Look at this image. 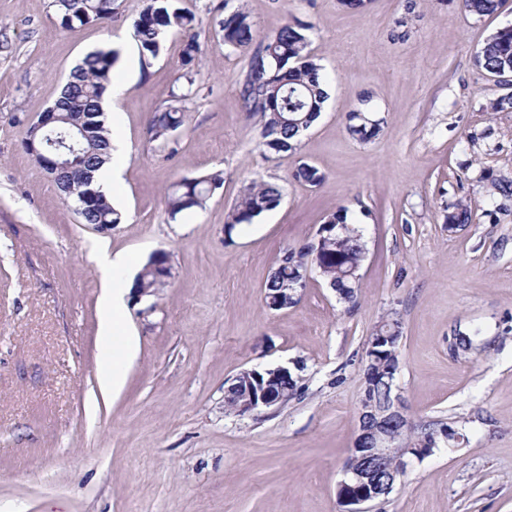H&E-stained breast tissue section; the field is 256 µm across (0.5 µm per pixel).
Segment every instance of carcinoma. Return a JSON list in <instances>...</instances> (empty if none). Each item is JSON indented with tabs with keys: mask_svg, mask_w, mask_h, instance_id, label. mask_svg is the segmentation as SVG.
I'll list each match as a JSON object with an SVG mask.
<instances>
[{
	"mask_svg": "<svg viewBox=\"0 0 512 512\" xmlns=\"http://www.w3.org/2000/svg\"><path fill=\"white\" fill-rule=\"evenodd\" d=\"M114 0H51V7L64 29L76 25H103L112 22ZM180 0H144L133 21V36L138 46L141 67L146 69L159 57L166 41L181 38V62L191 68L201 52L194 32L196 15L179 6ZM503 0H464L466 10L477 16L496 13ZM218 35L224 45L243 52H251L247 69L240 83V99L246 112L261 117L262 144L278 156L296 152L303 131L319 116L326 99L320 88V66L311 56L309 39L300 24L287 22L275 32L254 45L257 31L249 13L240 0H223L214 7ZM119 50L100 48L89 52L69 73L60 95L50 106L58 114V131L71 132L77 140L76 153L66 160L72 165L69 175L56 176L51 168V154L44 146L45 133L29 125L22 146L35 163L53 180L64 202L72 207L81 221L94 227L100 224L117 225L123 213L112 203V198L95 182V172L106 161L112 147L111 131L102 110V98L112 84V74ZM476 64L494 78L512 76V26L494 33L476 55ZM186 92L174 96L173 102L153 114L148 125L150 140L168 148L173 157L179 152V138L175 133L184 124V112L178 103L192 95L193 79L185 72ZM350 126L360 140L368 141L379 132L375 124L367 125L359 113L353 112ZM292 177L295 181L316 186L323 174L308 163L298 164ZM223 184L220 172L193 179H181L172 185L167 195L171 217L194 209H205L207 201ZM282 199V188L277 183L254 181L241 201L225 216L227 237L239 227L253 222L266 211L276 208ZM327 223L341 225L339 229H323L314 241L298 249L284 252L271 272L264 291V302H276L284 296L288 280L310 262L317 261L325 269L324 283L347 303L356 300L359 282L349 277V270L363 261V241L359 230L347 223V212L339 209ZM169 255L160 251L143 266L135 279V287L145 288L149 294L164 287L171 277ZM395 347L384 342L374 346L376 359L366 364V381L362 403L374 408L383 407L392 394L385 377L378 379L372 373L380 372L398 363L392 355ZM249 384H227L224 407L238 412L241 404L252 394V388L267 379ZM299 379L293 373L271 384L272 390L286 403L298 392ZM398 434L414 448L422 441L423 428L404 424Z\"/></svg>",
	"mask_w": 512,
	"mask_h": 512,
	"instance_id": "carcinoma-1",
	"label": "carcinoma"
}]
</instances>
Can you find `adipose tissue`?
Listing matches in <instances>:
<instances>
[{"label": "adipose tissue", "mask_w": 512, "mask_h": 512, "mask_svg": "<svg viewBox=\"0 0 512 512\" xmlns=\"http://www.w3.org/2000/svg\"><path fill=\"white\" fill-rule=\"evenodd\" d=\"M93 252L107 284L100 298L101 332L106 340L101 353V384L117 393L124 386L127 364L138 348V339L126 323V298L132 295L134 282L127 277V262L122 254L109 253L102 245L94 246Z\"/></svg>", "instance_id": "adipose-tissue-1"}]
</instances>
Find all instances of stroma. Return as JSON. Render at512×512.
I'll return each mask as SVG.
<instances>
[{
  "label": "stroma",
  "instance_id": "obj_1",
  "mask_svg": "<svg viewBox=\"0 0 512 512\" xmlns=\"http://www.w3.org/2000/svg\"><path fill=\"white\" fill-rule=\"evenodd\" d=\"M218 0L195 13L198 89L176 156L148 121L180 92V43L149 68L115 65L127 89L112 129L126 150L125 221L81 223L20 146L90 51L132 39L142 0H116L110 26L61 28L50 0H0V512H347L338 497L358 433L366 342L389 312L403 337L396 385L408 418L462 425L460 447L411 461L371 512H512V109L475 54L512 25L463 0H246L259 35L305 27L331 95L296 153L265 151L243 112L246 55L214 32ZM360 111L381 130L348 131ZM323 181L296 182L297 162ZM222 172L206 209L170 217L181 178ZM283 186L279 206L224 240L252 181ZM467 204L472 221L449 230ZM346 209L366 257L355 303L312 277L295 304L263 303L285 250ZM98 242L138 274L166 252L172 276L131 300L139 337L119 394L103 390ZM301 365V392L276 410L224 408L228 380Z\"/></svg>",
  "mask_w": 512,
  "mask_h": 512
}]
</instances>
